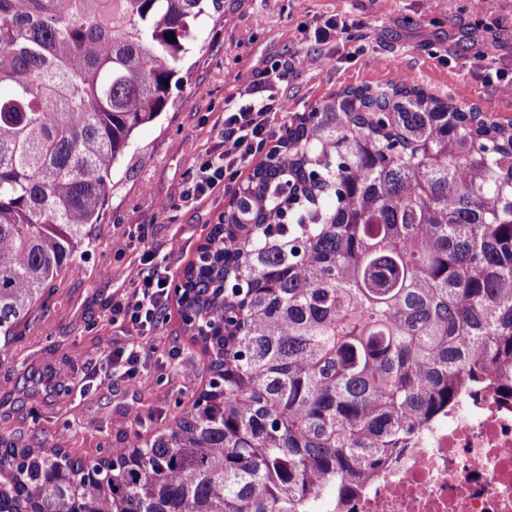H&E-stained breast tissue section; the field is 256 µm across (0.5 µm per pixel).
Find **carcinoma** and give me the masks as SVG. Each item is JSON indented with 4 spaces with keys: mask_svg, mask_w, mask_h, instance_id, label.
I'll list each match as a JSON object with an SVG mask.
<instances>
[{
    "mask_svg": "<svg viewBox=\"0 0 512 512\" xmlns=\"http://www.w3.org/2000/svg\"><path fill=\"white\" fill-rule=\"evenodd\" d=\"M223 0H0V341L73 267ZM174 34L175 41L167 39ZM188 265L208 387L98 461L0 437V512H336L512 373V125L407 78L297 117Z\"/></svg>",
    "mask_w": 512,
    "mask_h": 512,
    "instance_id": "obj_1",
    "label": "carcinoma"
}]
</instances>
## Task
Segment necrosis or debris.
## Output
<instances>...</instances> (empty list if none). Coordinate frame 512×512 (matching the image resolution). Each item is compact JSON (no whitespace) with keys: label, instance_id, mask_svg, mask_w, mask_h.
Listing matches in <instances>:
<instances>
[{"label":"necrosis or debris","instance_id":"necrosis-or-debris-1","mask_svg":"<svg viewBox=\"0 0 512 512\" xmlns=\"http://www.w3.org/2000/svg\"><path fill=\"white\" fill-rule=\"evenodd\" d=\"M342 512H512V395L466 393Z\"/></svg>","mask_w":512,"mask_h":512}]
</instances>
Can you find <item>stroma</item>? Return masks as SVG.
I'll use <instances>...</instances> for the list:
<instances>
[{
	"label": "stroma",
	"instance_id": "35a3bbf8",
	"mask_svg": "<svg viewBox=\"0 0 512 512\" xmlns=\"http://www.w3.org/2000/svg\"><path fill=\"white\" fill-rule=\"evenodd\" d=\"M344 21L335 40H315L328 18ZM298 56L309 57L304 67ZM486 68L472 71L475 58ZM440 97L466 89L467 104L512 117V97L495 73L512 74V0H224L206 21L172 89L174 107L136 133L87 251L73 271L46 286L30 322L0 353V436L95 459L105 449L171 425L208 383V358L182 331L176 299L154 324V350L128 377L112 354L135 335L117 303L133 297L131 267L144 261L179 275L251 168L225 180L222 194L168 202L215 151L224 114L254 91L286 98L295 113L350 86L388 83L394 68ZM280 69V82L267 72Z\"/></svg>",
	"mask_w": 512,
	"mask_h": 512
}]
</instances>
